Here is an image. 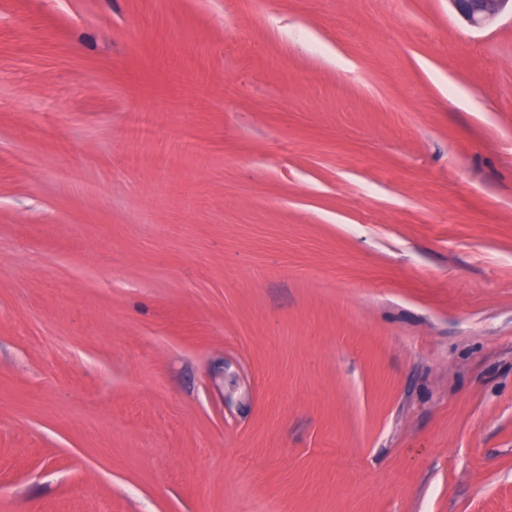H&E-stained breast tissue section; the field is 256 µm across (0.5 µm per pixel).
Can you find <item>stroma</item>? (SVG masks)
I'll return each mask as SVG.
<instances>
[{
    "mask_svg": "<svg viewBox=\"0 0 512 512\" xmlns=\"http://www.w3.org/2000/svg\"><path fill=\"white\" fill-rule=\"evenodd\" d=\"M0 512H512V13L0 0Z\"/></svg>",
    "mask_w": 512,
    "mask_h": 512,
    "instance_id": "obj_1",
    "label": "stroma"
}]
</instances>
